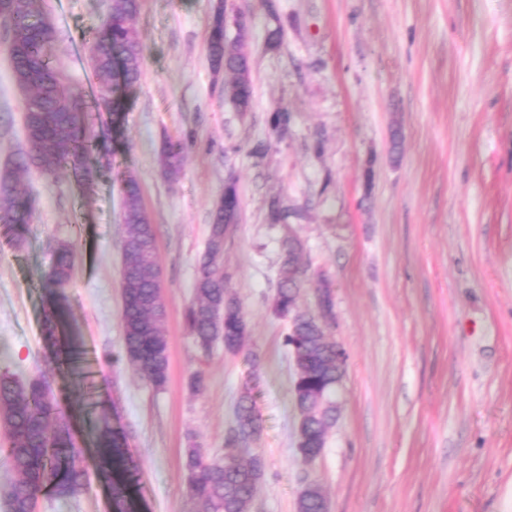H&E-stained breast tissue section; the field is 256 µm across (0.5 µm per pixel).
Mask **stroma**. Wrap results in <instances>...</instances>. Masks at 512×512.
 <instances>
[{
    "label": "stroma",
    "instance_id": "35a3bbf8",
    "mask_svg": "<svg viewBox=\"0 0 512 512\" xmlns=\"http://www.w3.org/2000/svg\"><path fill=\"white\" fill-rule=\"evenodd\" d=\"M107 4L44 0L43 11L65 89L86 127L112 138L94 145L86 178L21 172L34 219L19 238L0 225V372L45 377L88 472L76 497L43 491L37 512H113L97 477L107 427L128 436L133 467L116 477L134 512H200L186 451L223 454L247 386L266 470L251 512H297L309 479L331 512H512V0H227L249 26L246 112L210 60L217 0H141L142 77L122 111L100 105L90 49ZM8 41L0 22V172L28 148ZM166 138L184 147L174 179L159 161ZM127 173L162 273L160 389L123 355ZM230 181L241 219L224 243V281L249 332L236 354L202 350L185 320ZM275 199L290 212L278 224ZM290 234L307 271L298 307L315 311L329 284L325 334L347 355L336 423L309 465L296 448L287 322L271 307ZM62 243L73 270L56 289L47 275Z\"/></svg>",
    "mask_w": 512,
    "mask_h": 512
}]
</instances>
